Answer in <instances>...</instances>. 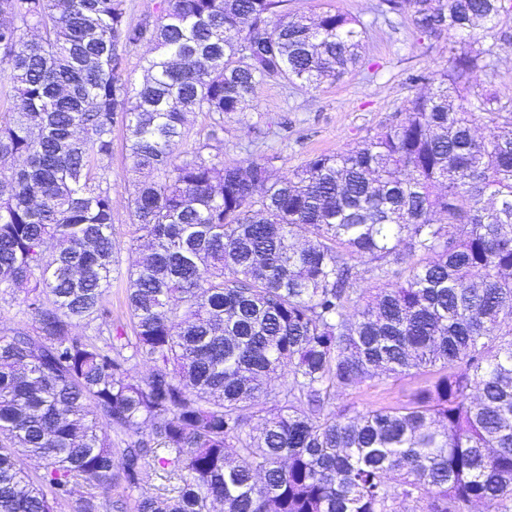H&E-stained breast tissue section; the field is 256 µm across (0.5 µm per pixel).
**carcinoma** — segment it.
<instances>
[{
  "label": "carcinoma",
  "mask_w": 512,
  "mask_h": 512,
  "mask_svg": "<svg viewBox=\"0 0 512 512\" xmlns=\"http://www.w3.org/2000/svg\"><path fill=\"white\" fill-rule=\"evenodd\" d=\"M286 2L163 0L132 23L126 0H0V297L30 316L0 332V512H110L120 483L135 512H512V98L468 81L495 67L512 0H381L448 38V69L411 77L428 93L395 123L274 180L270 157L208 153L224 119L261 83L340 79L364 30ZM117 127L153 178L130 189L150 253L114 325ZM380 375L425 385L336 403Z\"/></svg>",
  "instance_id": "1"
}]
</instances>
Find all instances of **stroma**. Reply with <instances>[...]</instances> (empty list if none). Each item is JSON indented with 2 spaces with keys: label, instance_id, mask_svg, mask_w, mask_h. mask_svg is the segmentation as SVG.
Returning <instances> with one entry per match:
<instances>
[{
  "label": "stroma",
  "instance_id": "stroma-1",
  "mask_svg": "<svg viewBox=\"0 0 512 512\" xmlns=\"http://www.w3.org/2000/svg\"><path fill=\"white\" fill-rule=\"evenodd\" d=\"M324 3L363 22L361 64L340 80L309 90L257 86L244 111L225 120L224 142L212 149L219 159L234 163L248 152L258 159L271 155L275 177L286 178L311 155L347 149L390 124L407 98L425 91L423 85L410 82V75L447 69L446 41L421 37L410 16L381 15L379 0H291L289 7L310 14ZM499 29L509 39L499 43L494 69L476 72L472 80L494 85L507 95L512 93V13L501 15ZM112 139L108 177L116 213L112 233L120 246V265L112 274L106 298L113 322L122 323L126 320L127 270L136 258L132 248L135 227L127 217L134 175L127 170L122 130H114ZM421 384L418 378L392 381L377 377L344 395L343 400L361 409H378L406 400Z\"/></svg>",
  "mask_w": 512,
  "mask_h": 512
}]
</instances>
